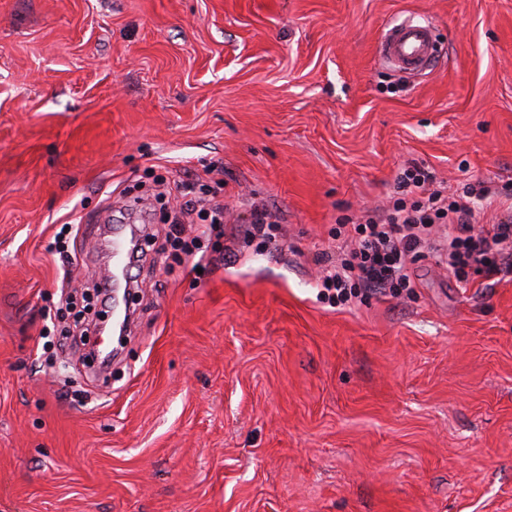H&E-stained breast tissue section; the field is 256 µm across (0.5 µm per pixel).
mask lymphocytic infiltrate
<instances>
[{"label": "lymphocytic infiltrate", "instance_id": "obj_1", "mask_svg": "<svg viewBox=\"0 0 512 512\" xmlns=\"http://www.w3.org/2000/svg\"><path fill=\"white\" fill-rule=\"evenodd\" d=\"M396 181L398 196L391 206L344 225L336 232L335 251L319 253L322 273L317 286L323 300L346 306L411 291V266L426 249L439 252L454 274L465 267L488 278L512 272V206L496 224L475 225L478 211L491 202L492 191L484 182L450 195L435 188L432 172L416 164L403 168ZM161 186L163 196L178 202L166 235L173 249L190 254L197 248V240L182 237L184 224L196 218L205 223L204 235L224 236L223 180L173 178ZM283 235L278 216L263 205H251L247 221L235 228L236 238L247 243Z\"/></svg>", "mask_w": 512, "mask_h": 512}]
</instances>
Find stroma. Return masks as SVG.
<instances>
[{
	"label": "stroma",
	"instance_id": "35a3bbf8",
	"mask_svg": "<svg viewBox=\"0 0 512 512\" xmlns=\"http://www.w3.org/2000/svg\"><path fill=\"white\" fill-rule=\"evenodd\" d=\"M437 23L410 77L383 30ZM512 180V0H0V512H512V276L432 252L411 295L317 297L404 165ZM224 168L286 240L160 253L145 183ZM82 218L77 277L48 250ZM149 235L111 368L57 350L106 226Z\"/></svg>",
	"mask_w": 512,
	"mask_h": 512
}]
</instances>
